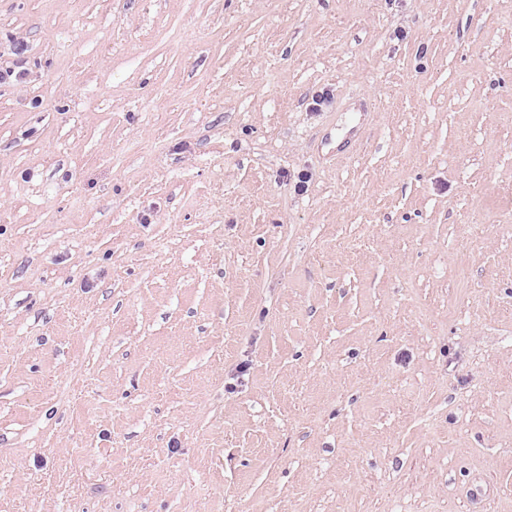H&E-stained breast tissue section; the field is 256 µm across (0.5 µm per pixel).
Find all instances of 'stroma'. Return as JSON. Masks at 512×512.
I'll return each instance as SVG.
<instances>
[{
  "label": "stroma",
  "instance_id": "stroma-1",
  "mask_svg": "<svg viewBox=\"0 0 512 512\" xmlns=\"http://www.w3.org/2000/svg\"><path fill=\"white\" fill-rule=\"evenodd\" d=\"M0 512H512V0H0Z\"/></svg>",
  "mask_w": 512,
  "mask_h": 512
}]
</instances>
